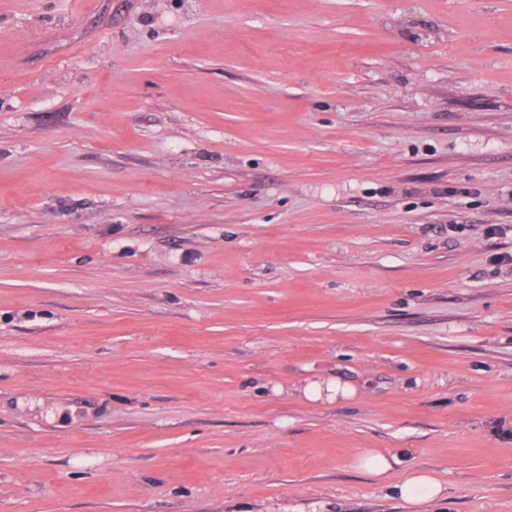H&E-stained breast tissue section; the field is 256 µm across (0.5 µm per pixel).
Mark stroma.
Returning a JSON list of instances; mask_svg holds the SVG:
<instances>
[{"mask_svg":"<svg viewBox=\"0 0 512 512\" xmlns=\"http://www.w3.org/2000/svg\"><path fill=\"white\" fill-rule=\"evenodd\" d=\"M0 512H512V0H0ZM391 461L394 462V458L389 459L383 453L370 452L357 456L353 466L368 475L380 477L393 467ZM400 498L408 504L421 506L443 493L442 483L425 471H412L395 486Z\"/></svg>","mask_w":512,"mask_h":512,"instance_id":"35a3bbf8","label":"stroma"}]
</instances>
